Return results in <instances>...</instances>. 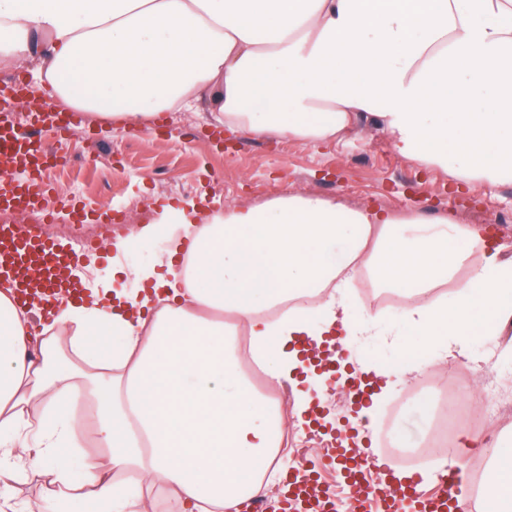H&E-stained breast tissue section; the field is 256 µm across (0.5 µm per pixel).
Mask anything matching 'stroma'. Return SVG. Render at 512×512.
<instances>
[{"instance_id": "obj_1", "label": "stroma", "mask_w": 512, "mask_h": 512, "mask_svg": "<svg viewBox=\"0 0 512 512\" xmlns=\"http://www.w3.org/2000/svg\"><path fill=\"white\" fill-rule=\"evenodd\" d=\"M49 147L65 158L48 168L47 182L69 181L81 211L84 228L101 246L99 255H84L75 276L84 288L101 287L116 265L153 268L163 259V238H135L137 224L151 222L158 206L186 198L224 205L263 203L281 191L339 200L354 208L412 210L426 216L446 214L457 223L491 228L503 255L512 256V182L494 187L479 182L460 185L447 171L403 159L373 122L361 121L339 143L302 144L284 138L250 134L224 137L209 113L168 112L140 127H116L104 132L81 123L63 137L42 130ZM128 240L125 252L112 247ZM416 353L417 370L393 380L378 403L369 425H358L354 436L379 449V431L391 425L396 443L421 446L434 425L438 384L447 367L421 336L402 331L397 336H357L348 354L357 371L394 367L400 348ZM277 399L281 431L305 436L308 456L336 498L350 491L333 471L324 469L326 449L335 447L338 428L352 409L351 401L329 387L317 403L330 428L309 433L294 416L303 396L290 384L261 386Z\"/></svg>"}]
</instances>
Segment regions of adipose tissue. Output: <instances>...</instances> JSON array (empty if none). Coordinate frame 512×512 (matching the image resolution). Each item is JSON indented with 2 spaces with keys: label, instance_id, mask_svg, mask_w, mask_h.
Wrapping results in <instances>:
<instances>
[{
  "label": "adipose tissue",
  "instance_id": "1",
  "mask_svg": "<svg viewBox=\"0 0 512 512\" xmlns=\"http://www.w3.org/2000/svg\"><path fill=\"white\" fill-rule=\"evenodd\" d=\"M32 56L53 97L107 126L202 106L230 131L307 144L365 118L455 181L512 182V0H0V65ZM161 232L163 273L91 289L41 340L12 282L0 286L1 498L29 467L49 480L38 512H138L119 481L133 472L195 512H238L278 453L280 420L218 312L246 325L274 384L297 383L300 337L374 335L373 316L346 312L367 273L408 290L397 319L442 356L512 322V259L447 217L288 190L204 215L165 206L135 236ZM86 398L105 458L73 466L72 407ZM481 512H512V441L489 454Z\"/></svg>",
  "mask_w": 512,
  "mask_h": 512
}]
</instances>
